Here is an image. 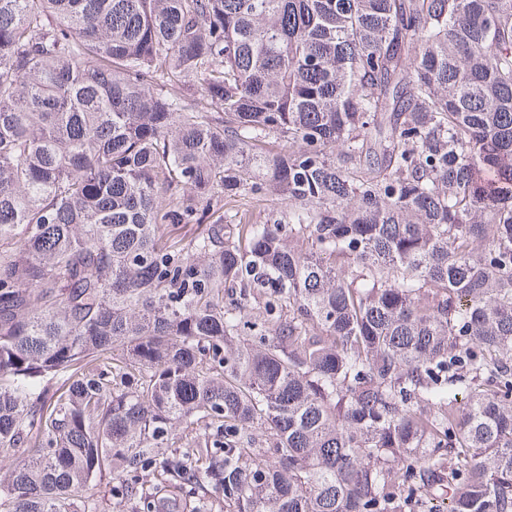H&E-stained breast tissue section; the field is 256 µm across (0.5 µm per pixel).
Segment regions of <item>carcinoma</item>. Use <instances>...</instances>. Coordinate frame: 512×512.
Returning a JSON list of instances; mask_svg holds the SVG:
<instances>
[{
    "label": "carcinoma",
    "mask_w": 512,
    "mask_h": 512,
    "mask_svg": "<svg viewBox=\"0 0 512 512\" xmlns=\"http://www.w3.org/2000/svg\"><path fill=\"white\" fill-rule=\"evenodd\" d=\"M109 474L512 512V0H0V512Z\"/></svg>",
    "instance_id": "cac0c4a2"
}]
</instances>
